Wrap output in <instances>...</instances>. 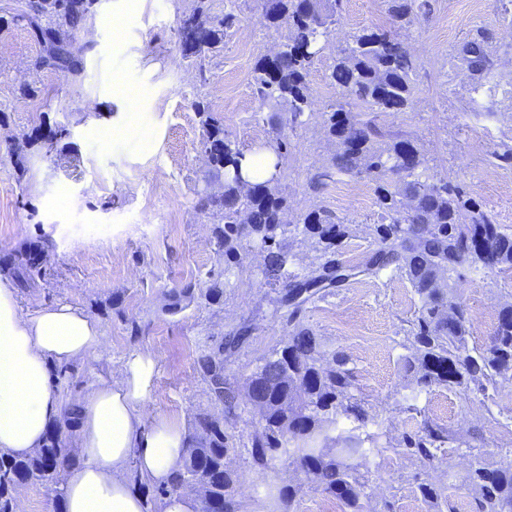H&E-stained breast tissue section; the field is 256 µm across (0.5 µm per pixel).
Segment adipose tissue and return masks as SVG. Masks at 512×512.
<instances>
[{"instance_id": "obj_1", "label": "adipose tissue", "mask_w": 512, "mask_h": 512, "mask_svg": "<svg viewBox=\"0 0 512 512\" xmlns=\"http://www.w3.org/2000/svg\"><path fill=\"white\" fill-rule=\"evenodd\" d=\"M104 352L97 321L82 309L58 304L24 310L14 281L0 277V450L23 457L41 447L65 402L50 370L74 362L93 364ZM156 372L154 358L131 353L120 381L92 386L79 407L78 445L83 462L60 485L66 512H148L127 478L165 484L188 443L168 420L144 428L140 404Z\"/></svg>"}]
</instances>
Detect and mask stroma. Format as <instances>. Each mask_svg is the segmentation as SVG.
I'll return each instance as SVG.
<instances>
[{
	"label": "stroma",
	"instance_id": "35a3bbf8",
	"mask_svg": "<svg viewBox=\"0 0 512 512\" xmlns=\"http://www.w3.org/2000/svg\"><path fill=\"white\" fill-rule=\"evenodd\" d=\"M432 4L429 20L401 32L417 64L413 104L399 113H375V122L390 136L417 142L434 171L472 193L512 232V168L496 166L493 158L512 147V97L503 93L512 85V21L495 0L476 10L471 0ZM189 5L97 0L87 34L93 47L83 52V73L74 85L58 72L35 69L38 45L25 24L10 21L17 0H0V17L8 19L0 26V256L14 252L19 240L48 242L44 278L20 294L24 309L68 303L102 327L106 353L94 366L74 365L64 390L69 402L98 380H119L129 353L149 352L157 371L140 406L145 424L162 417L190 435L199 415L221 418L240 512H342L293 460L283 457L258 470L250 455L257 415L244 402L230 414L213 404L198 369L204 349L245 329L239 345L224 355V377L241 389L261 359L286 341L290 326L274 312L277 293L261 273L262 256L245 258L221 303L199 296L178 312L167 309L174 288L189 281L206 287L222 268L211 220L197 209L210 175L193 101L204 97L246 153L263 150L273 118L259 110L252 72L273 44L274 29L246 0H237L238 25L201 78L175 35ZM387 22L384 0H343L329 45L308 75L316 115L290 131L279 180L291 202L289 221L317 204L349 224L343 252L354 264L365 263L376 248L372 182L358 181L363 194L356 198L347 191L353 177L335 176L316 196L309 195L307 181L335 149L318 114L336 97L328 75L337 49L353 32ZM479 29L497 48L492 76L502 91L495 95L472 93L456 59L460 44ZM27 82L39 87L38 97L22 94ZM60 123L70 134L52 153L28 145L26 134ZM455 297L468 313V347L484 349L497 312L512 304V272L465 270ZM418 306L405 276L390 267L322 291L296 317L327 353L347 357L355 393L380 424L377 442L386 451L363 459L370 486L364 512H433L418 493L425 480L442 490L454 512H472L465 448L485 449L492 465L512 464V382L484 395L463 394L435 385L418 389L405 373ZM425 417L451 435L429 468L397 451L403 435ZM289 484L297 489L292 501H270V488Z\"/></svg>",
	"mask_w": 512,
	"mask_h": 512
}]
</instances>
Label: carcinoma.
Returning a JSON list of instances; mask_svg holds the SVG:
<instances>
[{
    "label": "carcinoma",
    "instance_id": "1",
    "mask_svg": "<svg viewBox=\"0 0 512 512\" xmlns=\"http://www.w3.org/2000/svg\"><path fill=\"white\" fill-rule=\"evenodd\" d=\"M32 5L11 16L25 23L40 47L37 66L60 72L75 82L83 71L82 58L69 41L78 37L93 19L95 0H31ZM192 8L179 19L178 43L183 58L198 70L224 48V37L236 26L235 0L219 16L208 0H192ZM387 14L399 29L429 17L430 0H385ZM254 8L269 26L279 32L281 51L275 61L261 56L252 81L260 111L279 112L267 148L275 155V167L288 156V130L314 115L313 95L307 77L314 59L323 51V41L341 11L342 0H253ZM492 36L478 31L457 50V59L472 78L471 91L494 94L490 84L494 68ZM415 59L397 34L383 27L357 31L338 50L329 79L338 89L336 102L321 113L328 138L337 150L323 169L308 180L311 194H319L331 173L365 176L375 184L381 222L375 234L378 249L363 274L376 276L391 266L403 273L419 297L412 321L411 355L405 368L421 387L439 385L463 392L497 388L499 380H512V307L501 308L489 346L473 353L466 345L469 320L453 301L461 270L483 267L512 270V233L504 231L494 216L447 178L430 173L428 158L410 139L385 138L370 112H403L411 104ZM192 106L201 118L200 145L207 149L210 167L224 173V182L214 191L199 194L197 209L214 219L212 242L224 269L202 292L190 281L176 291L178 301L192 302L200 294L212 303L224 299V288L240 269L249 248L265 253L263 274L272 288H281L275 312L291 308L287 323L293 324L298 305L288 301V289L305 288L309 300L322 288L343 279L335 264L342 256L349 225L327 210L315 206L299 216L297 224L285 223L288 198L276 177L250 183L242 174L244 153L224 137L207 102L198 98ZM363 108L361 112L351 107ZM295 231L316 241L324 262L297 279L290 271L292 256L284 247L288 233ZM0 272L17 280L27 290L44 277V266L35 256L18 263L0 258ZM241 337L230 336L204 352L197 360L210 399L231 413L239 393L224 381V352L238 345ZM252 397L263 408L262 423L251 440V457L261 470L280 456L293 457L301 471L323 492L333 496L349 512H363L367 481L359 474L356 460L370 451L380 454L378 435L365 438L332 434L339 415L365 426L369 422L365 402L354 394V375L341 354L325 358L322 344L312 329L293 324L283 346L262 358L250 377ZM373 447L362 448L363 441ZM448 430L422 421L403 437L404 452L432 466L438 460ZM229 438L221 420L209 414L198 416L195 434L188 439L185 457L172 481L158 489L161 495L198 481L200 512H239L237 475L224 467ZM71 450L60 428L51 431L45 446L19 458L0 451V512H14L15 493L26 482L40 483L58 492L59 469L71 463ZM467 484L475 492L477 512H512V465L487 463L485 451L469 452ZM421 498L435 509H451L448 498L434 484L418 485Z\"/></svg>",
    "mask_w": 512,
    "mask_h": 512
}]
</instances>
